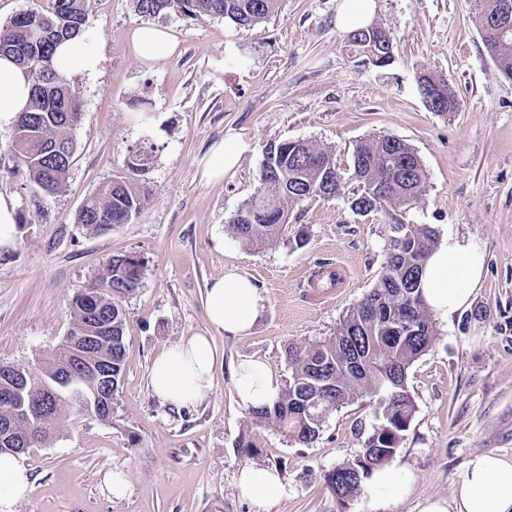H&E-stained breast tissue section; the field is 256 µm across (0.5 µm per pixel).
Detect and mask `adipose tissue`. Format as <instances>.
<instances>
[{
    "label": "adipose tissue",
    "instance_id": "obj_1",
    "mask_svg": "<svg viewBox=\"0 0 512 512\" xmlns=\"http://www.w3.org/2000/svg\"><path fill=\"white\" fill-rule=\"evenodd\" d=\"M137 59L151 65L168 58L176 49L174 36L166 30L140 27L130 34ZM101 62L91 42L76 38L57 49L53 64L62 74H96ZM30 77L10 58L0 57V125L14 122L28 104ZM247 143L232 135L215 144L203 165L206 181L217 182L238 164ZM484 272V253L475 242L447 237L433 250L419 276V288L429 309L442 320L468 306ZM207 316L212 327L228 335L246 332L260 310V298L250 280L229 267L207 293ZM217 352L210 337H183L161 353L151 369L150 387L162 403L176 408L200 403L212 390ZM235 398L239 405L256 409L272 403L280 385L271 368L261 360H250L233 369ZM417 477L405 467L376 469L368 479L372 493L398 503L409 498ZM240 495L255 512H267L271 501L286 495L278 472L270 467L248 465L237 478ZM32 490L31 477L14 455L0 454V512L13 506ZM420 512H512V456L496 452L474 455L454 491L453 503L427 499Z\"/></svg>",
    "mask_w": 512,
    "mask_h": 512
}]
</instances>
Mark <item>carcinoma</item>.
Returning <instances> with one entry per match:
<instances>
[{"label": "carcinoma", "instance_id": "obj_1", "mask_svg": "<svg viewBox=\"0 0 512 512\" xmlns=\"http://www.w3.org/2000/svg\"><path fill=\"white\" fill-rule=\"evenodd\" d=\"M48 9L37 7L16 14L0 29V54L11 57L32 78L28 109L14 123L11 149L30 182L47 195L59 192L76 152L73 132L82 112L78 97L53 67L55 48L82 35L87 0H49ZM135 10L149 17L177 11L187 17L218 16L249 28L279 8V0H134ZM350 40L384 67L392 60L391 49L367 42L364 28L351 31ZM501 74H512V31L504 35L494 60ZM432 110L450 112L455 97L433 89ZM130 155L126 175L118 176L80 208L76 222L102 233L127 216L140 213L147 192L138 176L145 173ZM349 177L356 182L350 208L385 209L401 226V246L386 254L376 286L346 315L336 335L323 341L294 344L285 351L288 380L275 401L249 410L251 423L275 426L286 438L308 445L319 438L330 412L365 396L378 398L379 423L363 443L362 454L324 476L338 499L363 494L372 471L393 462L403 432L412 421L415 401L407 387L413 362L431 345L430 311L417 288L420 266L437 246L436 232L424 224L403 220L399 209L419 199L425 172L414 149L403 140L381 135L359 142L352 154ZM256 191L232 217L229 228L240 245L256 249L269 244L285 229L288 209L308 200L336 196L334 183L342 181L331 151L313 143L284 141L264 157ZM129 255L109 259L102 273L108 293L97 288L76 291L69 300L71 326L90 325L97 308L112 310V344L101 345L97 354L112 359L115 389H120L126 369V311L123 301L139 287L126 275ZM70 360L66 344L47 353L34 370L17 371L36 385L52 381ZM86 410L62 396L49 401L44 417L33 422L0 402V427L12 424L14 437L48 442L67 418Z\"/></svg>", "mask_w": 512, "mask_h": 512}]
</instances>
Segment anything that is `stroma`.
Wrapping results in <instances>:
<instances>
[{
  "label": "stroma",
  "mask_w": 512,
  "mask_h": 512,
  "mask_svg": "<svg viewBox=\"0 0 512 512\" xmlns=\"http://www.w3.org/2000/svg\"><path fill=\"white\" fill-rule=\"evenodd\" d=\"M342 2L280 0L278 12L244 29L173 11L148 18L134 0H88L83 36L97 44L101 65L95 75L67 78L82 118L60 192L43 194L29 181L9 151L13 125L0 127V198L16 214L13 240L0 246V361L36 366L64 341L75 291L99 285L112 256L143 262L141 283L123 302L127 365L111 421L71 418L22 455L33 490L14 512H253L235 485L251 464L278 469L288 489L268 512H340L324 476L361 453L378 422L376 400L333 411L319 438L301 446L275 427L252 425L235 400L232 369L261 359L287 380L286 348L334 335L375 286L390 229L384 210H351L348 182L335 197L291 209L277 242L244 250L227 221L253 194L267 149L286 140L330 150L343 171L358 142L398 137L427 176L407 222L441 239L477 242L485 253L470 305L435 320L431 347L408 371L416 412L394 464L416 473L412 494L384 505L366 492L350 512L453 502L475 454L512 456V80L485 48L475 0H373L371 21L393 45L384 67L350 45L338 24ZM146 25L178 41L174 55L153 66L129 44L131 31ZM423 74L447 81L455 111L427 106ZM231 134L248 151L222 181L205 182V157ZM141 147L151 163L140 214L105 233L77 224L83 201ZM331 263L347 268L348 287H310L313 272ZM229 266L261 299L257 320L237 336L211 327L205 307L208 285ZM195 333L212 336L220 354L214 389L192 408L164 405L150 389L152 363ZM243 436L252 456L237 452ZM114 470L129 479L121 499L104 484Z\"/></svg>",
  "instance_id": "obj_1"
}]
</instances>
